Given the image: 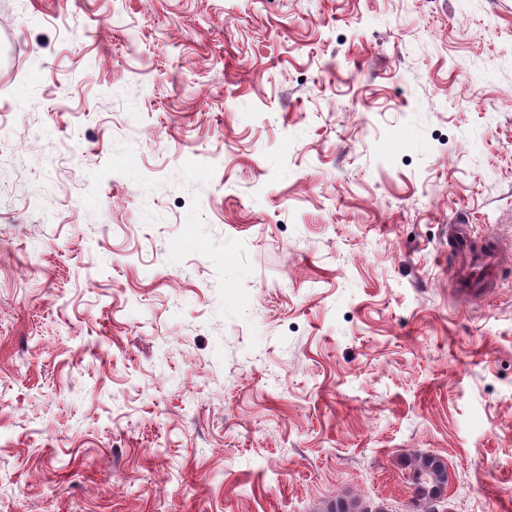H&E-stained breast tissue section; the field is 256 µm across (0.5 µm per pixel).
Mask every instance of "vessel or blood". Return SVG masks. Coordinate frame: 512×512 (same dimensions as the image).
Listing matches in <instances>:
<instances>
[{
	"label": "vessel or blood",
	"instance_id": "1",
	"mask_svg": "<svg viewBox=\"0 0 512 512\" xmlns=\"http://www.w3.org/2000/svg\"><path fill=\"white\" fill-rule=\"evenodd\" d=\"M448 248L454 258L452 272L458 291L468 298L492 293L493 279L488 274L489 269L512 257L492 236L487 238L484 247H477L467 224L449 225Z\"/></svg>",
	"mask_w": 512,
	"mask_h": 512
}]
</instances>
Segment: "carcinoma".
I'll list each match as a JSON object with an SVG mask.
<instances>
[{"label": "carcinoma", "mask_w": 512, "mask_h": 512, "mask_svg": "<svg viewBox=\"0 0 512 512\" xmlns=\"http://www.w3.org/2000/svg\"><path fill=\"white\" fill-rule=\"evenodd\" d=\"M448 465L437 453H422L411 464L412 512H447ZM322 512H388L383 502L369 505L338 496L325 503Z\"/></svg>", "instance_id": "cac0c4a2"}]
</instances>
